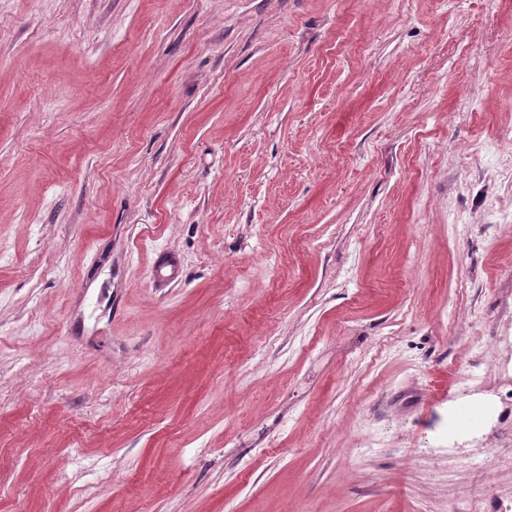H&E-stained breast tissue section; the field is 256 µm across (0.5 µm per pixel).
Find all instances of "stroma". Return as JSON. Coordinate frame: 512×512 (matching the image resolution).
Here are the masks:
<instances>
[{
  "label": "stroma",
  "instance_id": "35a3bbf8",
  "mask_svg": "<svg viewBox=\"0 0 512 512\" xmlns=\"http://www.w3.org/2000/svg\"><path fill=\"white\" fill-rule=\"evenodd\" d=\"M508 101L512 0H0V512H512Z\"/></svg>",
  "mask_w": 512,
  "mask_h": 512
}]
</instances>
